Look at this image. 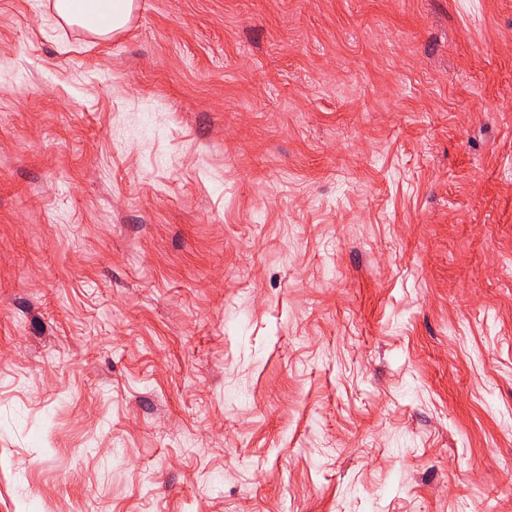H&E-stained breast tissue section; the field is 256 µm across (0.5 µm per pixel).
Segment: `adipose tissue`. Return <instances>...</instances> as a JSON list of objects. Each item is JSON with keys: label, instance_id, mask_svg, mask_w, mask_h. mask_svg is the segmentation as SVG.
Returning a JSON list of instances; mask_svg holds the SVG:
<instances>
[{"label": "adipose tissue", "instance_id": "ef3b65f1", "mask_svg": "<svg viewBox=\"0 0 512 512\" xmlns=\"http://www.w3.org/2000/svg\"><path fill=\"white\" fill-rule=\"evenodd\" d=\"M134 0H55L57 18L79 25L94 36L107 38L126 30Z\"/></svg>", "mask_w": 512, "mask_h": 512}]
</instances>
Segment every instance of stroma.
<instances>
[{
	"label": "stroma",
	"instance_id": "obj_1",
	"mask_svg": "<svg viewBox=\"0 0 512 512\" xmlns=\"http://www.w3.org/2000/svg\"><path fill=\"white\" fill-rule=\"evenodd\" d=\"M0 0V512H512V0ZM134 0H55L58 23L77 24L94 36L107 38L126 30Z\"/></svg>",
	"mask_w": 512,
	"mask_h": 512
}]
</instances>
